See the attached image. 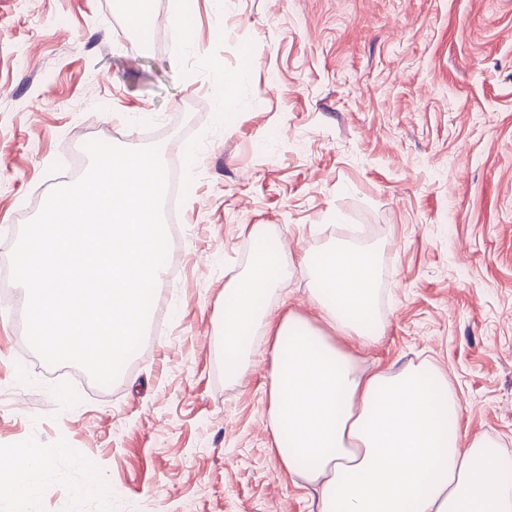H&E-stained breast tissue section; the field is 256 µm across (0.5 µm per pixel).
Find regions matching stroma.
<instances>
[{"instance_id":"stroma-1","label":"stroma","mask_w":512,"mask_h":512,"mask_svg":"<svg viewBox=\"0 0 512 512\" xmlns=\"http://www.w3.org/2000/svg\"><path fill=\"white\" fill-rule=\"evenodd\" d=\"M193 22L184 36L178 13ZM158 34L115 0H0V257L49 189L61 142L140 144L166 126L189 191L174 318L106 390L31 355L0 317V449L71 448L31 501L0 512H316L269 429L268 350L224 372V287L251 230L293 262L270 317L315 313L301 258L353 244L379 258L386 333L364 368L446 374L461 428L512 460V0H153ZM239 106L215 120L225 97Z\"/></svg>"}]
</instances>
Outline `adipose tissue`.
<instances>
[{"instance_id": "1", "label": "adipose tissue", "mask_w": 512, "mask_h": 512, "mask_svg": "<svg viewBox=\"0 0 512 512\" xmlns=\"http://www.w3.org/2000/svg\"><path fill=\"white\" fill-rule=\"evenodd\" d=\"M316 318L269 319L263 305L288 254L256 247L248 272L224 289V368L243 372L254 334L270 344V421L282 467L313 487L317 512H512L489 439L461 437L460 405L444 375L426 365L394 373L361 368L357 349L384 333L375 322L374 253L341 244L304 258ZM66 447L24 448L0 466V502L24 503Z\"/></svg>"}]
</instances>
